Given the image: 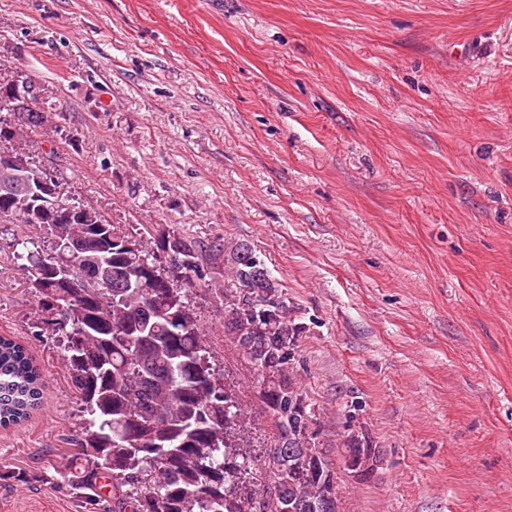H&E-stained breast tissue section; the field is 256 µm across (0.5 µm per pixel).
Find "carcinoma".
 Instances as JSON below:
<instances>
[{"instance_id":"1","label":"carcinoma","mask_w":512,"mask_h":512,"mask_svg":"<svg viewBox=\"0 0 512 512\" xmlns=\"http://www.w3.org/2000/svg\"><path fill=\"white\" fill-rule=\"evenodd\" d=\"M30 75L0 68V222L45 224L52 252L25 249L29 280L36 266L50 265L74 236L95 224L116 227L91 204L63 194L67 208L39 210L35 193L48 176L44 161L17 148L25 130L43 122L40 101L24 104L18 82ZM191 267L158 274L163 285L139 272L132 257L117 254L112 267L129 288H106L91 279L98 250L88 244L74 261L78 295L53 281L32 287L38 307L51 315L63 337L64 361L87 418L62 466L50 462L35 473L4 476L52 485L67 479L71 495L87 512H341L336 469L321 443L317 418L294 361L303 326L289 316L278 282L253 251L239 246L225 271L235 288L224 289V335L245 351L262 378V398L278 435L259 457L244 450L240 428L247 411L217 377L204 334L186 300L194 286L201 247L181 238ZM42 369L26 348L0 336V426L26 421L41 405ZM372 441L347 434L345 459L360 456ZM260 462L273 478L274 495L252 480Z\"/></svg>"}]
</instances>
